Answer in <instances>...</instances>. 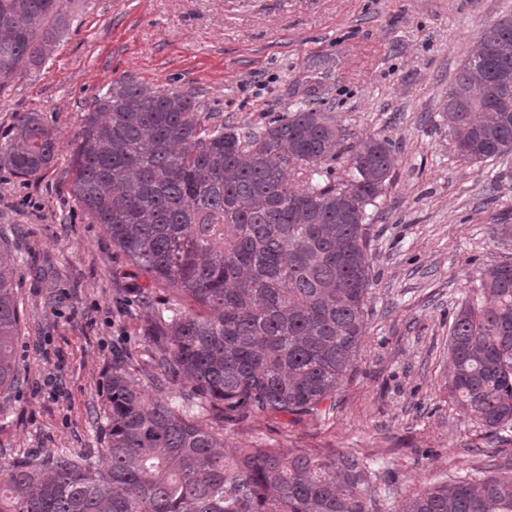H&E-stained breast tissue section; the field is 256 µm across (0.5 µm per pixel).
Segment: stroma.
<instances>
[{
    "label": "stroma",
    "instance_id": "stroma-1",
    "mask_svg": "<svg viewBox=\"0 0 512 512\" xmlns=\"http://www.w3.org/2000/svg\"><path fill=\"white\" fill-rule=\"evenodd\" d=\"M512 0H74L68 31L41 66L0 91V140L36 112L54 163L24 180L0 165V250L16 269L20 383L0 393V463L44 450L104 448L99 420L117 355L152 371L164 293L89 223L73 192L85 107L119 79L194 89L205 111L258 129L309 106L344 128L330 161L388 139L395 165L370 208L372 286L358 357L325 419L257 417L225 429L224 449L255 440L372 459L381 512L422 488L512 465L448 392V328L489 265L512 263V156L462 160L441 103L477 33Z\"/></svg>",
    "mask_w": 512,
    "mask_h": 512
}]
</instances>
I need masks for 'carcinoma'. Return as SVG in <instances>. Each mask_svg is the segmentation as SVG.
<instances>
[{
  "label": "carcinoma",
  "mask_w": 512,
  "mask_h": 512,
  "mask_svg": "<svg viewBox=\"0 0 512 512\" xmlns=\"http://www.w3.org/2000/svg\"><path fill=\"white\" fill-rule=\"evenodd\" d=\"M71 0H0V89L39 66L69 28ZM458 155L512 154V15L478 32L442 102ZM342 130L300 108L261 130L205 112L191 89L116 80L83 116L73 190L138 268L168 287L153 383L189 388L148 401L112 362L104 455L48 450L0 464V512H379L368 461L262 443L224 452V428L257 416L321 419L367 327L366 209L394 167L386 139L327 162ZM42 118L18 117L0 162L23 178L53 162ZM300 165L303 188L288 174ZM15 268L0 252V390L19 381ZM451 322L448 390L492 437L512 431V264L485 269ZM399 512H512V468L423 488Z\"/></svg>",
  "instance_id": "cac0c4a2"
}]
</instances>
